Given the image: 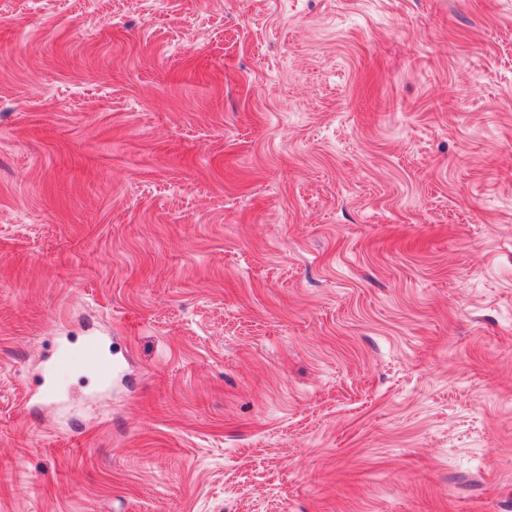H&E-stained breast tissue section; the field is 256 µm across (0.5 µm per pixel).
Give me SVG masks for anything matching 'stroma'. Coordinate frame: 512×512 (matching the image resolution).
<instances>
[{"label":"stroma","instance_id":"35a3bbf8","mask_svg":"<svg viewBox=\"0 0 512 512\" xmlns=\"http://www.w3.org/2000/svg\"><path fill=\"white\" fill-rule=\"evenodd\" d=\"M0 512H512V0H0Z\"/></svg>","mask_w":512,"mask_h":512}]
</instances>
